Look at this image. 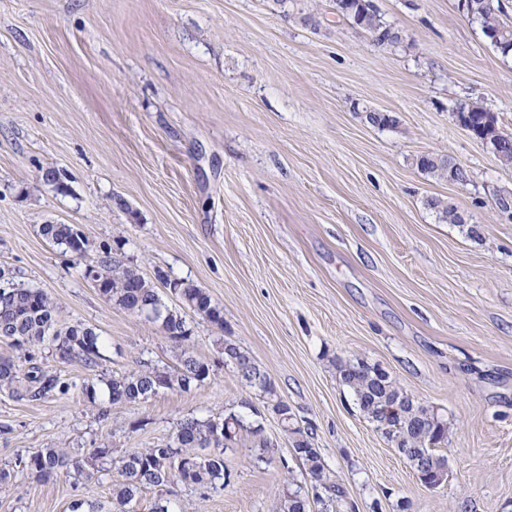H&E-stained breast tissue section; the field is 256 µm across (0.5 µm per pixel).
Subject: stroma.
Wrapping results in <instances>:
<instances>
[{"label":"stroma","mask_w":512,"mask_h":512,"mask_svg":"<svg viewBox=\"0 0 512 512\" xmlns=\"http://www.w3.org/2000/svg\"><path fill=\"white\" fill-rule=\"evenodd\" d=\"M375 3L399 44L373 45L327 0H0V266L47 293L60 327L106 340L92 369L35 348L68 394L0 393V468L12 474L0 512L109 506L112 472L40 482L19 458L104 447L118 457L172 437L190 413L244 415L268 460L242 436L224 451L223 491L174 485L183 512H272L284 487L312 489L271 403L225 367L221 337L312 433L346 491L326 512H512V222L494 209L512 166L452 113L477 103L512 133V55L458 0ZM372 110L396 124L373 126ZM426 153L461 164L468 182L422 172ZM431 198L465 224L441 220ZM44 224L74 225L92 254L121 246L151 283L204 288L224 313L220 328L187 317L206 383L99 419L83 383L175 364L177 349L106 301ZM350 359L381 367L447 422L440 487L362 416L336 372Z\"/></svg>","instance_id":"35a3bbf8"}]
</instances>
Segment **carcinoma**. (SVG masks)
Instances as JSON below:
<instances>
[{"label": "carcinoma", "mask_w": 512, "mask_h": 512, "mask_svg": "<svg viewBox=\"0 0 512 512\" xmlns=\"http://www.w3.org/2000/svg\"><path fill=\"white\" fill-rule=\"evenodd\" d=\"M336 14L374 39L375 45L385 47L400 41L399 32L383 21L373 0H329ZM465 12L479 18L481 29L498 35L494 46L505 56L512 53V25L500 18L499 0H471ZM470 126L478 136L488 134V143L494 155L505 166H512V133L503 131L497 116L482 106H475L469 114ZM416 164L422 171L450 182H463L454 175L457 166L451 158L438 154H422ZM427 205L438 211L442 220L461 223L453 207L431 199ZM41 235L65 247L77 262L93 267L99 291L113 304L135 314L145 309L155 311L151 322L159 325L167 339L180 348L177 364L158 366L139 364L137 368L100 379L82 387V393L91 402H99V415L107 417L112 406L147 400L156 390L165 387L171 391L187 392L202 385L210 376V365L194 355L189 343L192 328L184 314L167 305L156 288L150 285L138 269L116 257L114 249L104 246L93 257H88L87 242L71 224H43ZM166 288L178 295L183 307L218 329H224L223 309L197 285L185 280L162 279ZM56 310L48 295L37 288H27L12 281L10 274L0 268V339L26 356L27 367L22 369L10 357H0V391L20 401L36 402L68 393L69 386L60 376L34 361L30 349L51 339L54 356L60 363L79 362L93 368L104 358L105 340L94 329L80 325L56 330ZM224 358L234 356L245 367H257L251 358L230 340H221ZM338 377L354 397L363 416L388 438L408 430L412 445L424 454L422 477L427 483L435 479L445 467L446 460L437 453L439 445L448 440V423L435 416L426 407L412 400L389 375L363 361H347L337 366ZM264 397L280 410L287 406L277 394L270 379L255 386ZM283 431L292 450L307 471L321 486L327 498L340 501L345 490L330 476L320 449L313 447L309 435L293 421L282 420ZM258 437V447L267 443L260 438L261 429L250 428L241 414L230 413L221 421L210 417L190 416L180 421L170 441L163 448H143L126 452L115 461L119 479L112 484V512H134L141 493L169 482L186 486H200L208 490L224 489V448L233 443L242 430ZM112 457L110 448H94L85 455H73L64 448H43L20 458L19 465L32 478L47 482L67 475L76 479H90L96 465ZM274 512H309L298 496V490H286L277 495Z\"/></svg>", "instance_id": "obj_1"}]
</instances>
